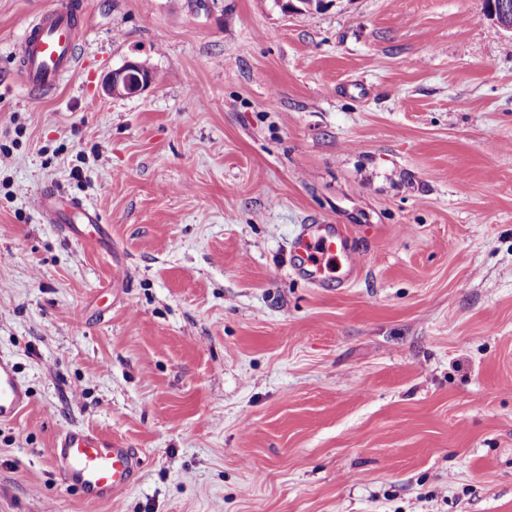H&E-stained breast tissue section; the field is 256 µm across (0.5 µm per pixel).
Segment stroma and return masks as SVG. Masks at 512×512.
<instances>
[{
  "mask_svg": "<svg viewBox=\"0 0 512 512\" xmlns=\"http://www.w3.org/2000/svg\"><path fill=\"white\" fill-rule=\"evenodd\" d=\"M0 0V512H512V33L483 0H80L32 96ZM147 63L154 84L110 97ZM61 216L95 211V238ZM339 224L350 283L296 278ZM138 449L90 502L67 428ZM153 82L154 74L146 65L128 61L122 68L106 76L104 91L110 96H134L145 91ZM347 233L337 224H302L288 243L292 270L320 288L349 283L357 253L345 249ZM29 404L27 385L17 376L12 361L0 357V422L15 420Z\"/></svg>",
  "mask_w": 512,
  "mask_h": 512,
  "instance_id": "stroma-1",
  "label": "stroma"
}]
</instances>
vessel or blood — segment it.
<instances>
[{"label": "vessel or blood", "instance_id": "1", "mask_svg": "<svg viewBox=\"0 0 512 512\" xmlns=\"http://www.w3.org/2000/svg\"><path fill=\"white\" fill-rule=\"evenodd\" d=\"M83 32L75 26L63 0H54L36 23L27 27L17 57L29 91L53 88L78 63ZM347 234L335 224H303L288 244L293 271L320 288L349 283L358 265L357 253L346 250ZM30 404L27 385L11 360L0 357V422L15 420ZM50 456L62 481L85 499L100 501L131 489L141 470L135 449L120 447L88 429L69 428L54 441Z\"/></svg>", "mask_w": 512, "mask_h": 512}]
</instances>
